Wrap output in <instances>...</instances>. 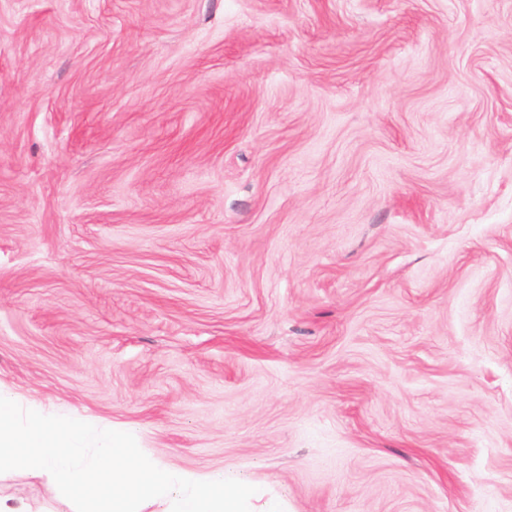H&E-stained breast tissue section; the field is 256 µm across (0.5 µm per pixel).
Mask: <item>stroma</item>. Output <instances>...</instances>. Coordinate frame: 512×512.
<instances>
[{"instance_id":"obj_1","label":"stroma","mask_w":512,"mask_h":512,"mask_svg":"<svg viewBox=\"0 0 512 512\" xmlns=\"http://www.w3.org/2000/svg\"><path fill=\"white\" fill-rule=\"evenodd\" d=\"M0 385L253 512H512V0H0Z\"/></svg>"}]
</instances>
